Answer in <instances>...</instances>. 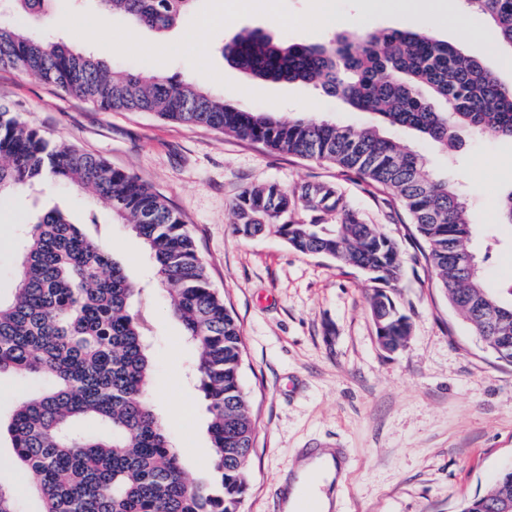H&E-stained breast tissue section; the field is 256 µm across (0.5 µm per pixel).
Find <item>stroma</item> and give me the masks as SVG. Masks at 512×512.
I'll return each instance as SVG.
<instances>
[{
    "label": "stroma",
    "instance_id": "35a3bbf8",
    "mask_svg": "<svg viewBox=\"0 0 512 512\" xmlns=\"http://www.w3.org/2000/svg\"><path fill=\"white\" fill-rule=\"evenodd\" d=\"M199 0L195 11L158 40L131 31L117 14L102 16L94 0H55L72 28L34 24L90 49L116 69L147 68L176 80L195 79L213 95L278 117L308 116L362 129L373 124L341 98L304 83L246 77L227 63L225 41L241 29L280 40L324 43L356 29L424 31L462 45L497 77L512 83V54L476 13L440 19L436 4L415 12L400 0ZM136 39L141 49L124 48ZM0 104L55 143L92 153L127 170L160 194L195 240L214 288L240 324L245 346L243 384L256 421L239 512H275L305 450L343 454L337 512H459L512 466V365L472 336L448 304L433 270L415 260L410 221L367 185L338 176L334 166L276 153L219 131L165 120L146 112H106L90 102L14 69H0ZM389 136L421 154L427 170L463 194L477 232L471 241L486 286L512 281V227L499 221L500 197L512 190V140L476 137L444 151L406 128ZM306 182L337 186L361 213L395 240L404 274L395 295L409 316L406 345L383 349L370 310L372 285L356 268L294 251L280 237L234 234L230 204L245 187ZM58 208L76 223L96 220L114 256L146 290L154 308L151 351L156 366V411L180 452L189 478L206 474L212 448L204 407L189 375L195 353L180 324L164 311V294L141 243L108 205L71 188L47 185L37 201H0V292L20 250L19 236L35 207Z\"/></svg>",
    "mask_w": 512,
    "mask_h": 512
}]
</instances>
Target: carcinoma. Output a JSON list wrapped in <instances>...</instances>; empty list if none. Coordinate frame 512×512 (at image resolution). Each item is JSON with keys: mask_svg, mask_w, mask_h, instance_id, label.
<instances>
[{"mask_svg": "<svg viewBox=\"0 0 512 512\" xmlns=\"http://www.w3.org/2000/svg\"><path fill=\"white\" fill-rule=\"evenodd\" d=\"M18 15L48 19L52 0H10ZM131 27L172 29L197 0H99ZM483 14L498 43L512 49V0H465ZM224 59L253 79L303 82L376 116L353 130L327 120L278 118L241 109L193 82L149 71L115 70L92 51H77L17 23L0 22V68L34 75L104 111L149 112L219 130L319 163L387 194L425 243L448 304L488 349L512 338V305L485 288L479 269L463 272L476 224L462 193L426 170L424 159L383 133L406 127L445 148L484 133L512 139V85L458 45L424 32L376 31L326 43L274 40L244 31L222 47ZM89 192L112 208L147 249L165 292L167 313L195 350L212 456L209 474L191 480L154 406L150 316L129 278L96 232L56 208L27 222L13 288L0 295V376L33 380L9 413L0 439L40 512H238L248 491L246 466L255 425L242 383V331L213 288L194 239L150 188L103 159L53 144L0 106V201L46 181ZM244 237L275 233L295 251L363 271L374 284L378 338L409 335V317L392 298L403 276L396 242L332 185L288 192L276 183L243 190L230 206ZM460 512H512V471Z\"/></svg>", "mask_w": 512, "mask_h": 512, "instance_id": "obj_1", "label": "carcinoma"}]
</instances>
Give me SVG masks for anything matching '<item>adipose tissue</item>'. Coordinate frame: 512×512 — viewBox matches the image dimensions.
Wrapping results in <instances>:
<instances>
[{
  "label": "adipose tissue",
  "mask_w": 512,
  "mask_h": 512,
  "mask_svg": "<svg viewBox=\"0 0 512 512\" xmlns=\"http://www.w3.org/2000/svg\"><path fill=\"white\" fill-rule=\"evenodd\" d=\"M341 476L340 459L330 450H320L304 458L290 481L285 503L287 512H296L305 493L312 495L318 512H330L332 503L326 489Z\"/></svg>",
  "instance_id": "adipose-tissue-1"
}]
</instances>
